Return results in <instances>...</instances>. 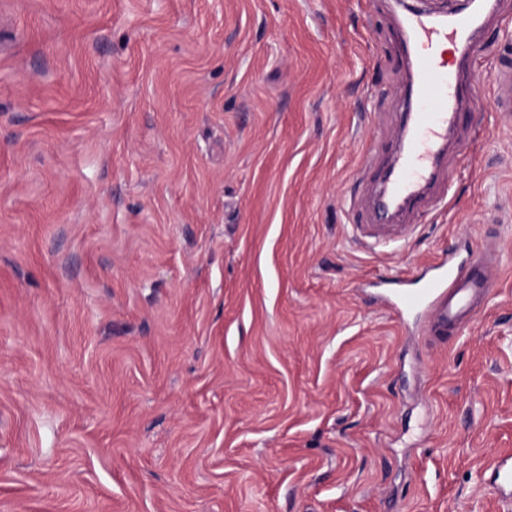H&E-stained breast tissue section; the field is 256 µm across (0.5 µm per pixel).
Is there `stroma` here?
I'll return each instance as SVG.
<instances>
[{"label": "stroma", "instance_id": "stroma-1", "mask_svg": "<svg viewBox=\"0 0 512 512\" xmlns=\"http://www.w3.org/2000/svg\"><path fill=\"white\" fill-rule=\"evenodd\" d=\"M509 18L451 202L352 239L393 126L395 0H0V512H503ZM499 242L430 343L385 282ZM418 224H354L353 237L365 248L386 243L402 246L412 237ZM492 483L496 492L505 500L512 498V459L497 457L491 465Z\"/></svg>", "mask_w": 512, "mask_h": 512}]
</instances>
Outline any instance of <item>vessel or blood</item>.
Listing matches in <instances>:
<instances>
[{
    "mask_svg": "<svg viewBox=\"0 0 512 512\" xmlns=\"http://www.w3.org/2000/svg\"><path fill=\"white\" fill-rule=\"evenodd\" d=\"M494 10L490 2L482 11L442 7L401 18L407 89L384 175L372 195L378 211L417 216L447 208L453 180L446 166L448 143L472 98L467 72L480 52L474 39ZM444 43L453 48L452 60L436 51ZM415 231L412 224L352 227L354 238L367 248L380 243L405 245ZM492 264L491 251L471 246L463 261L448 257L420 277L397 279L386 300L400 316L427 313L429 333L462 332L490 295ZM491 477L496 492L511 500L512 460L496 458Z\"/></svg>",
    "mask_w": 512,
    "mask_h": 512,
    "instance_id": "vessel-or-blood-1",
    "label": "vessel or blood"
}]
</instances>
